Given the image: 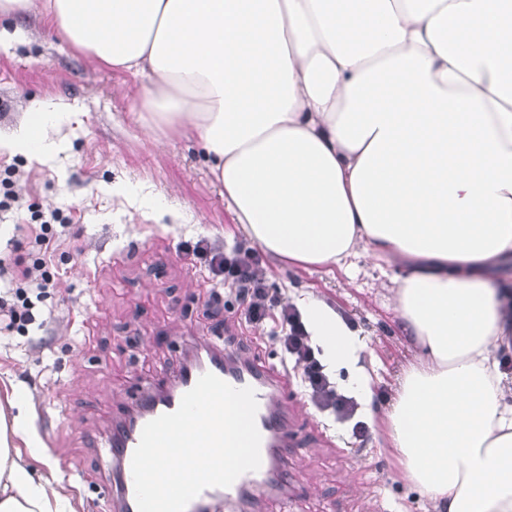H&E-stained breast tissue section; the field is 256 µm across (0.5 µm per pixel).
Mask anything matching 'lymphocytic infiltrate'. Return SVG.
I'll return each mask as SVG.
<instances>
[{
  "label": "lymphocytic infiltrate",
  "mask_w": 512,
  "mask_h": 512,
  "mask_svg": "<svg viewBox=\"0 0 512 512\" xmlns=\"http://www.w3.org/2000/svg\"><path fill=\"white\" fill-rule=\"evenodd\" d=\"M67 223L60 211L46 213L34 208L29 219L18 225L33 253L27 263L0 269V333L23 332L35 323L36 301L58 284L52 271L53 246L59 239L55 227ZM184 253L203 265L213 284L211 301L223 303L226 312L235 314L238 325L267 334L279 343L282 366L292 369L319 411L339 419L354 415L356 402L337 392L315 355L297 305L272 288L257 249L240 245L227 248L200 237L186 243Z\"/></svg>",
  "instance_id": "obj_1"
}]
</instances>
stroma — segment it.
I'll return each instance as SVG.
<instances>
[{"instance_id": "1", "label": "stroma", "mask_w": 512, "mask_h": 512, "mask_svg": "<svg viewBox=\"0 0 512 512\" xmlns=\"http://www.w3.org/2000/svg\"><path fill=\"white\" fill-rule=\"evenodd\" d=\"M21 27L0 38V132L15 129L36 101L74 112L56 136L62 150L52 163L19 155L11 162L26 177L25 204L60 210L82 234L53 253L59 283L37 310L54 321L0 336V410L9 411L14 391L26 393L44 456L30 458L20 439L14 452L69 498L73 512H95L112 467V432L126 410L172 383L190 353L223 348L225 335L240 334L210 304L205 273L181 256L182 243L200 235L230 241L242 231L200 145L185 136L158 142L137 124L130 106L140 80L73 51L36 18ZM121 185L136 187L137 196L118 193ZM145 197L165 200L170 214L143 207ZM25 216L0 213L6 264L29 258V242L14 232ZM262 263L285 296L324 300L358 333L372 408L382 411L418 354L394 309V270L367 257L352 275L267 256ZM353 426L325 417L292 385L285 478L252 512H432L381 434L359 442Z\"/></svg>"}]
</instances>
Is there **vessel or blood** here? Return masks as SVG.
<instances>
[{"instance_id":"b4317fda","label":"vessel or blood","mask_w":512,"mask_h":512,"mask_svg":"<svg viewBox=\"0 0 512 512\" xmlns=\"http://www.w3.org/2000/svg\"><path fill=\"white\" fill-rule=\"evenodd\" d=\"M211 372L236 388L252 387L256 393L258 409L255 417L261 435V465L257 471L240 475L226 488L209 487L203 490L187 506L186 512H201L203 506L224 503L239 506L245 490L264 488L265 477L274 470L278 458L272 453V445L287 446L288 429L284 419L288 404V377L277 366L264 363H246L228 357L211 359L205 367L192 366L175 378V392L167 398L147 392L142 397L146 420L177 410L183 395L189 391L204 372ZM140 431H118L112 437L111 453L118 462V470L108 484L107 503L119 504L121 512H138L131 468L133 453L140 441Z\"/></svg>"}]
</instances>
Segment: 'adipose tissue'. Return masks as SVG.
Listing matches in <instances>:
<instances>
[{"label": "adipose tissue", "mask_w": 512, "mask_h": 512, "mask_svg": "<svg viewBox=\"0 0 512 512\" xmlns=\"http://www.w3.org/2000/svg\"><path fill=\"white\" fill-rule=\"evenodd\" d=\"M74 50L144 79L132 103L192 133L247 238L305 268L400 270L394 305L422 349L379 424L435 512H512V0H0ZM63 104H31L0 153L47 163ZM314 348L373 397L354 330L298 302ZM0 422V512H69Z\"/></svg>", "instance_id": "obj_1"}]
</instances>
